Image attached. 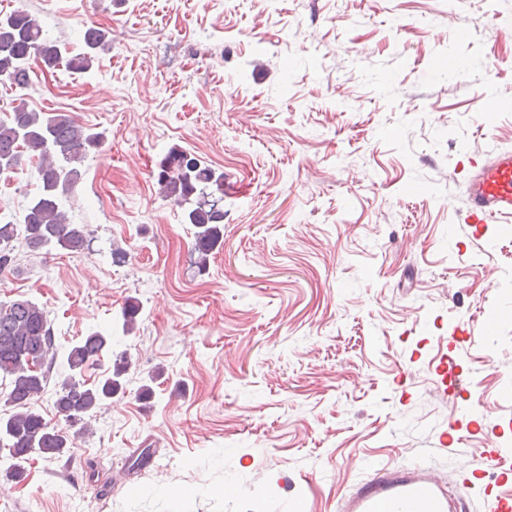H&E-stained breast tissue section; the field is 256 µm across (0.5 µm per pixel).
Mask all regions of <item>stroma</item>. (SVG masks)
Returning <instances> with one entry per match:
<instances>
[{
	"mask_svg": "<svg viewBox=\"0 0 512 512\" xmlns=\"http://www.w3.org/2000/svg\"><path fill=\"white\" fill-rule=\"evenodd\" d=\"M18 8L68 52L90 26L108 43L85 73L34 63L29 96L0 81V111L64 112L104 141L66 204L87 248H18L0 300L43 305L63 347L112 334L131 368L73 448L0 473V512H336L387 463L496 483L512 223L473 235L463 178L512 148V0H0ZM175 147L224 175L204 274L158 195ZM35 190L22 160L0 209Z\"/></svg>",
	"mask_w": 512,
	"mask_h": 512,
	"instance_id": "stroma-1",
	"label": "stroma"
}]
</instances>
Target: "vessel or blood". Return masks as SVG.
<instances>
[{
	"label": "vessel or blood",
	"mask_w": 512,
	"mask_h": 512,
	"mask_svg": "<svg viewBox=\"0 0 512 512\" xmlns=\"http://www.w3.org/2000/svg\"><path fill=\"white\" fill-rule=\"evenodd\" d=\"M465 223L482 227L512 222V150L494 149L471 163L464 177ZM473 482L460 475L454 486L419 467L377 469L341 497L336 512H467Z\"/></svg>",
	"instance_id": "vessel-or-blood-1"
}]
</instances>
